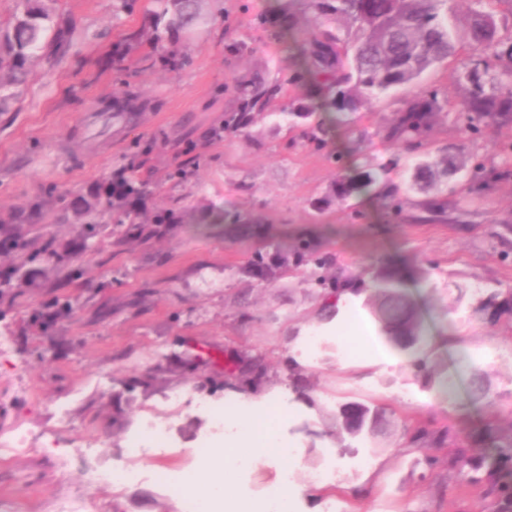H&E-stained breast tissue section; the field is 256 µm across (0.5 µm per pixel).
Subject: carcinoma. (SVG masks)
<instances>
[{"mask_svg": "<svg viewBox=\"0 0 512 512\" xmlns=\"http://www.w3.org/2000/svg\"><path fill=\"white\" fill-rule=\"evenodd\" d=\"M47 0L34 10L7 25L0 24V112L9 108L7 90L24 85L36 53L48 43L61 51L66 47L65 35L53 24L54 4ZM203 0H149L145 12L147 25L133 33L112 51V68L123 70L127 56L146 45L144 60L160 62L171 69L188 63V56L176 47L179 36L195 37L207 23L201 7ZM315 20V30L304 32L296 12L284 7L281 12L261 14L255 23L273 29L281 39L305 43L287 47L292 71L290 81L302 87V101L291 99L281 114L291 118L310 119L319 112H329L340 124L343 116L373 100L402 91L405 96L396 117L382 135L392 143L406 146L415 156L411 167V185L432 193L422 203L424 221L443 217L447 202L445 189L449 175L466 172L467 181L478 190L492 179L509 176L508 167L486 169L481 163L468 165L465 141L455 144L445 155L431 157L424 153L427 137L448 100L437 87L422 86L424 74L450 57L458 58L450 74L461 90L460 119L467 131H479V124L489 122L512 126V36L504 37L501 29L512 25V0H472L467 21L458 23L455 0H302ZM281 92L276 82L255 80L237 85L236 105L224 130L242 132L266 115L272 101ZM307 140L318 149L327 145L324 122L308 124ZM385 165H367L354 180H340L332 188L333 197L347 200L355 194L370 192L387 208L400 214L405 201L400 188L388 178ZM154 193L153 183L131 163L121 166L105 182L95 184L78 195L70 204L76 223L81 226V246L97 247L101 224H149L152 232L161 234L168 225L181 223L174 211L148 212L145 201ZM11 247L27 251L28 244L18 233L9 237ZM311 251L304 242L292 252L269 241L257 250L249 263L257 276H267L274 266L290 262L298 265ZM73 255L59 249L51 239L42 247L27 251L23 262L11 273L0 277V296L30 283L31 265L43 260L69 269L72 277L80 270L71 267ZM372 292L364 307L376 322L378 333L400 351L415 353L417 346L407 348L402 340L419 338L420 313L407 288L426 279L427 271L408 265L386 264L368 272ZM57 318L67 317L74 300L57 297L49 305ZM512 316V289H488L471 306L469 318L488 323L501 316ZM376 410L387 416L383 407L361 402L344 405L340 428L352 438L359 437L350 420L364 412ZM481 441L485 450L477 452L472 443ZM448 447V471L468 485L483 489L492 498L493 512H512V432L503 434L488 426L459 435L448 427L440 438Z\"/></svg>", "mask_w": 512, "mask_h": 512, "instance_id": "obj_1", "label": "carcinoma"}]
</instances>
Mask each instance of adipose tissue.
Wrapping results in <instances>:
<instances>
[{"mask_svg": "<svg viewBox=\"0 0 512 512\" xmlns=\"http://www.w3.org/2000/svg\"><path fill=\"white\" fill-rule=\"evenodd\" d=\"M274 419L269 397H248L239 406L224 409V445L214 449L210 458L183 482L184 490L194 498L205 499L210 512H268L267 503L244 501L230 495L220 478L221 471L230 467L232 456L227 449H234V456L255 457L256 454H273L281 447L278 437L269 432Z\"/></svg>", "mask_w": 512, "mask_h": 512, "instance_id": "ef3b65f1", "label": "adipose tissue"}]
</instances>
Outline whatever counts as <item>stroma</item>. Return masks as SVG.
I'll list each match as a JSON object with an SVG mask.
<instances>
[{
	"instance_id": "obj_1",
	"label": "stroma",
	"mask_w": 512,
	"mask_h": 512,
	"mask_svg": "<svg viewBox=\"0 0 512 512\" xmlns=\"http://www.w3.org/2000/svg\"><path fill=\"white\" fill-rule=\"evenodd\" d=\"M273 3L208 0L209 25L184 47L189 64L169 70L133 53L120 73L112 49L141 27L143 10L116 19L113 0H57L67 52L43 49L10 111L0 112V221L17 223L29 203L51 200L45 223L31 226L28 239L35 248L51 238L73 250L82 275L74 280L43 264L33 285L0 297V431L30 438L23 452L0 455V512H55L63 499L80 500L84 512H187L183 491L151 477L89 487L69 443L97 439V464H125L129 435L163 422L172 445L153 452L150 469L193 470L203 439L224 443L195 399L220 410L233 392L286 394L281 433L300 458L292 465L267 457L225 478L234 496L264 499L286 480L303 489L294 512H482L478 493L441 465L446 451L432 436L485 423L512 430V319L493 328L469 320L445 281L512 289V178L495 180L476 200L463 181H449L446 216L431 224L412 223L421 196L411 190L403 221L369 193L330 199L336 180L369 162L405 183L409 153L379 134L398 102L386 97L361 106L349 124L330 126L327 150L316 149L303 125L280 113L295 93L285 53L254 22ZM452 68L448 61L425 75L448 98L428 138L433 153L446 152L460 135ZM257 76L282 86L271 115L244 132L210 138L234 109L237 85ZM129 94L139 97L142 112L112 117L113 100ZM136 141L152 146L143 166L155 185L149 209L184 213L188 223L170 225L160 237L137 224H106L99 250L79 251L65 201L108 178ZM331 150L344 155L343 166L328 159ZM473 152L486 167L499 166L512 152V126L482 125ZM182 164L188 177L171 180ZM224 213L236 223H215ZM282 236L313 240L328 259V281L390 263L427 269L429 282L411 294L432 377L377 335L363 305L321 325L330 289L311 279L312 264L266 280L247 274L252 253ZM56 295L74 297L73 313L35 324V312ZM359 327L361 341L353 338ZM304 331L319 338L306 352L295 347ZM476 372L490 386L480 402L470 392ZM176 391L183 401L170 402ZM350 401L389 409L395 428L374 439L337 433L339 408ZM62 402L66 425L56 414ZM418 428L426 438L409 442ZM54 440L59 448L47 449ZM429 457L438 465L427 467ZM327 468L335 480L310 482V473Z\"/></svg>"
}]
</instances>
